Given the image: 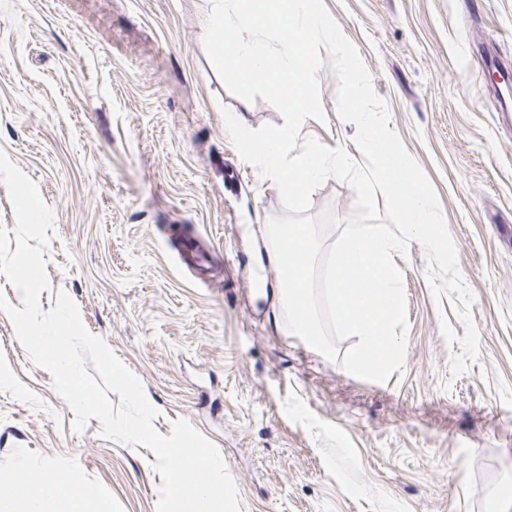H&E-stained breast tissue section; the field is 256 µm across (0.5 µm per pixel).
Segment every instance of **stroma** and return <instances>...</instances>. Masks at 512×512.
Wrapping results in <instances>:
<instances>
[{
  "label": "stroma",
  "mask_w": 512,
  "mask_h": 512,
  "mask_svg": "<svg viewBox=\"0 0 512 512\" xmlns=\"http://www.w3.org/2000/svg\"><path fill=\"white\" fill-rule=\"evenodd\" d=\"M356 45L390 127L440 200L474 295L480 354L450 375L426 254L397 258L407 351L383 383L359 379L289 335L279 271L256 250L284 216L270 180L233 148L224 111L283 125L226 91L203 47L212 0H0V148L54 214L42 310L77 303L159 409L215 442L240 512H502L512 501V125L487 59L512 67V0H324ZM326 123L297 140L345 146L337 80L318 73ZM355 194L328 179L311 211L340 219ZM205 238L204 288L180 236ZM266 288V289H267ZM35 367L0 312V474L70 471L107 512H157L155 454L101 437Z\"/></svg>",
  "instance_id": "stroma-1"
}]
</instances>
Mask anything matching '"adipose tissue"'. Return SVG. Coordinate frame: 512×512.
Here are the masks:
<instances>
[{"instance_id":"obj_1","label":"adipose tissue","mask_w":512,"mask_h":512,"mask_svg":"<svg viewBox=\"0 0 512 512\" xmlns=\"http://www.w3.org/2000/svg\"><path fill=\"white\" fill-rule=\"evenodd\" d=\"M77 489L68 476L35 488L17 481L0 487V512H78Z\"/></svg>"}]
</instances>
